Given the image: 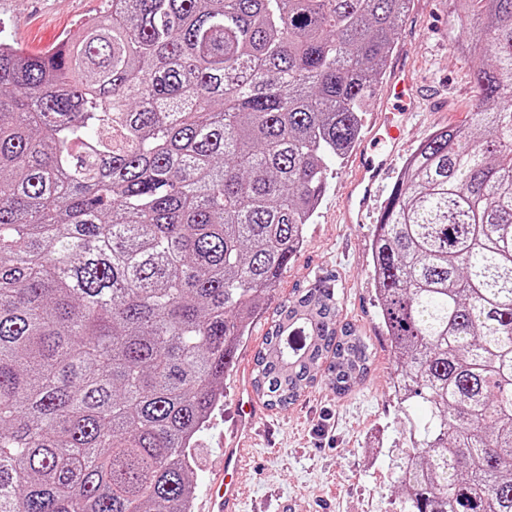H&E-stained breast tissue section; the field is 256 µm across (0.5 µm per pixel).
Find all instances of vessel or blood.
I'll list each match as a JSON object with an SVG mask.
<instances>
[{
    "mask_svg": "<svg viewBox=\"0 0 512 512\" xmlns=\"http://www.w3.org/2000/svg\"><path fill=\"white\" fill-rule=\"evenodd\" d=\"M381 134L364 140L357 153L356 170L344 194L345 223L360 224L380 197L384 180L402 139L401 131L414 114L425 111L419 79L406 59H397L388 85L380 95ZM257 415L244 409L236 440L224 448V474L207 499V512H239L241 485L238 481L242 447L249 439Z\"/></svg>",
    "mask_w": 512,
    "mask_h": 512,
    "instance_id": "1",
    "label": "vessel or blood"
}]
</instances>
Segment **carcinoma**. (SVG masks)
<instances>
[{"label": "carcinoma", "instance_id": "carcinoma-1", "mask_svg": "<svg viewBox=\"0 0 512 512\" xmlns=\"http://www.w3.org/2000/svg\"><path fill=\"white\" fill-rule=\"evenodd\" d=\"M411 0H108L0 41V512H191L190 450ZM476 103L404 167L372 275L409 448L395 512H512V0H452ZM334 289L254 356L270 410L369 345ZM423 416L411 411L414 401Z\"/></svg>", "mask_w": 512, "mask_h": 512}]
</instances>
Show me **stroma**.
<instances>
[{"mask_svg":"<svg viewBox=\"0 0 512 512\" xmlns=\"http://www.w3.org/2000/svg\"><path fill=\"white\" fill-rule=\"evenodd\" d=\"M107 7L106 0H0V32L29 51L49 49L77 36L83 22ZM393 53L407 52L433 101L407 129L389 175L397 182L410 154L440 127L461 124L475 100L468 66L454 52L445 0H412ZM329 188L304 243L265 299L237 366L224 378V399L192 450L195 495L191 512H203L209 483L224 468L241 399L254 397L253 358L275 308L297 288L331 280L340 302L338 323L355 325L372 350L369 372L345 396L319 377L284 410L260 408L247 456L240 512H392L397 496L394 450L405 447L403 415L391 388L394 355L378 317L369 258L375 217L343 223L341 203L350 159L329 166Z\"/></svg>","mask_w":512,"mask_h":512,"instance_id":"stroma-1","label":"stroma"}]
</instances>
